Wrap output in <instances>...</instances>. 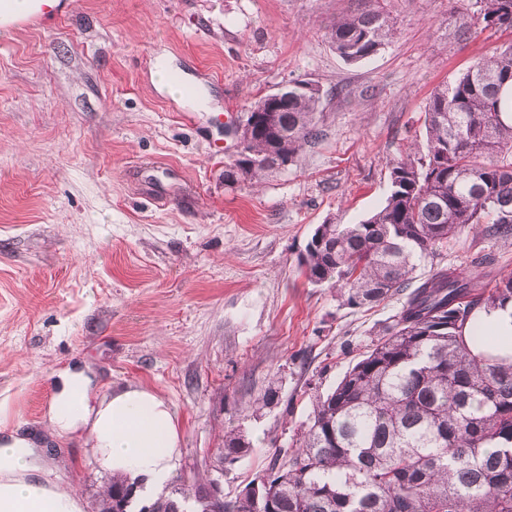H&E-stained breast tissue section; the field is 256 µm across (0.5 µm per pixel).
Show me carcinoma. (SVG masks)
I'll return each mask as SVG.
<instances>
[{
  "label": "carcinoma",
  "instance_id": "carcinoma-1",
  "mask_svg": "<svg viewBox=\"0 0 512 512\" xmlns=\"http://www.w3.org/2000/svg\"><path fill=\"white\" fill-rule=\"evenodd\" d=\"M475 25L512 31V0H479ZM380 0L333 20L328 38L357 63L392 38ZM326 98L298 81L257 123L226 177L258 178L264 162L293 161L322 137ZM426 151L408 148L389 168L385 203L358 224L323 226L299 261L309 283L347 304L373 307L404 296L392 323L314 399L296 448L248 484L224 512H512V359L494 353L479 313L512 303V271L443 266L413 285L416 262L464 231L512 240V41L437 87L424 120ZM288 132L283 136L282 132ZM250 442L224 432L221 460ZM214 483H178L142 512H210ZM131 486L112 479L99 512H128Z\"/></svg>",
  "mask_w": 512,
  "mask_h": 512
}]
</instances>
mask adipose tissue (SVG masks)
Masks as SVG:
<instances>
[{
	"label": "adipose tissue",
	"instance_id": "obj_1",
	"mask_svg": "<svg viewBox=\"0 0 512 512\" xmlns=\"http://www.w3.org/2000/svg\"><path fill=\"white\" fill-rule=\"evenodd\" d=\"M47 420L53 433L83 432L94 465L132 484L144 498L164 488L179 456L173 410L140 384L96 397L85 370H65L56 382ZM38 472L33 441L15 430L0 434V512H82L75 491L45 489Z\"/></svg>",
	"mask_w": 512,
	"mask_h": 512
}]
</instances>
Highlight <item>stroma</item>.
<instances>
[{
  "instance_id": "obj_1",
  "label": "stroma",
  "mask_w": 512,
  "mask_h": 512,
  "mask_svg": "<svg viewBox=\"0 0 512 512\" xmlns=\"http://www.w3.org/2000/svg\"><path fill=\"white\" fill-rule=\"evenodd\" d=\"M352 5L60 0L0 29V404L83 512L110 476L79 434L44 435L56 371L86 367L98 395L156 391L179 422L174 477L219 478L231 500L400 308L347 306L299 258L317 225L384 204L389 163L426 145L433 90L512 34L459 36L475 0H382L394 35L350 64L326 26ZM161 61L185 95L155 83ZM296 80L333 93L321 138L258 181L225 180L250 107ZM478 259L512 269V245L467 231L416 274ZM230 427L251 448L222 464Z\"/></svg>"
}]
</instances>
